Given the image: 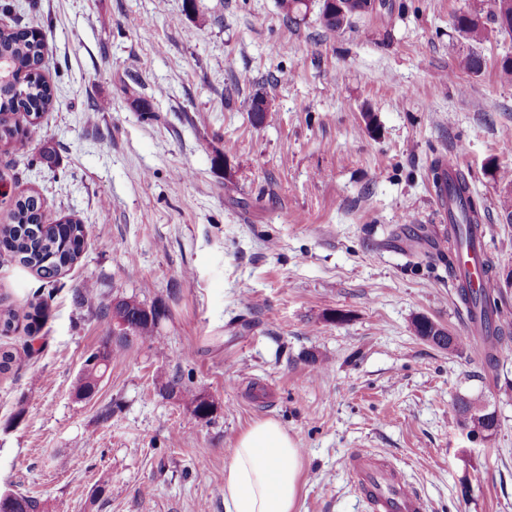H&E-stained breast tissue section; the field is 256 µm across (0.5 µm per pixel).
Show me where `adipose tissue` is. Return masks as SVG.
<instances>
[{"mask_svg": "<svg viewBox=\"0 0 512 512\" xmlns=\"http://www.w3.org/2000/svg\"><path fill=\"white\" fill-rule=\"evenodd\" d=\"M302 468L296 443L277 421L254 423L224 468V512H294Z\"/></svg>", "mask_w": 512, "mask_h": 512, "instance_id": "adipose-tissue-1", "label": "adipose tissue"}]
</instances>
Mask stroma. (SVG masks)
Instances as JSON below:
<instances>
[{"label": "stroma", "instance_id": "35a3bbf8", "mask_svg": "<svg viewBox=\"0 0 512 512\" xmlns=\"http://www.w3.org/2000/svg\"><path fill=\"white\" fill-rule=\"evenodd\" d=\"M12 2L0 26L44 28L56 92L25 156L0 145V178L79 218L88 244L51 285L0 260V304H49L38 333L0 335L21 353L0 375V492L44 512H224L239 436L272 419L303 457L296 512H367L344 466L357 448L390 456L430 512H512V343L491 370L413 326L465 327L437 257V158L468 178L491 297L512 309V82L498 73L512 37L454 26L491 0H389L339 32L319 0L294 24L279 0ZM472 52L482 70L458 69ZM88 286L167 317L79 401L112 330L97 301L75 305ZM174 374L209 417L161 392ZM461 396L496 413L491 438L460 428ZM455 27L475 42H481L487 37V28L477 15L459 14L454 19ZM123 328V326L119 325L117 328L113 329L112 336L109 337L107 344L100 349V357H99V347L91 352L84 361L83 368L76 379V382L73 387V392L75 397L78 400H86L90 399L99 389L102 378L107 370L108 366H102L100 364V359L102 361H108L107 359V350L108 346L117 336L119 330Z\"/></svg>", "mask_w": 512, "mask_h": 512}]
</instances>
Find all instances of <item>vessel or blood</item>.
I'll use <instances>...</instances> for the list:
<instances>
[{"mask_svg":"<svg viewBox=\"0 0 512 512\" xmlns=\"http://www.w3.org/2000/svg\"><path fill=\"white\" fill-rule=\"evenodd\" d=\"M346 467L370 512H429L427 500L387 456L359 448L347 457Z\"/></svg>","mask_w":512,"mask_h":512,"instance_id":"b4317fda","label":"vessel or blood"}]
</instances>
